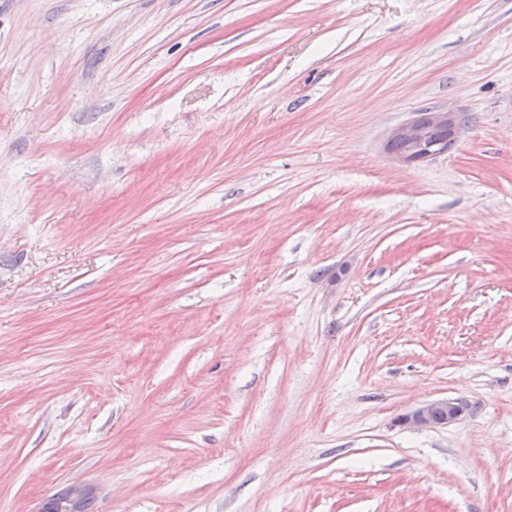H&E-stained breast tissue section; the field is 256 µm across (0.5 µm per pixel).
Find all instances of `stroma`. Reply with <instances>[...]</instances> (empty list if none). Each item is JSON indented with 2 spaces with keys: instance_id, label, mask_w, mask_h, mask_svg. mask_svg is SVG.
Returning a JSON list of instances; mask_svg holds the SVG:
<instances>
[{
  "instance_id": "stroma-1",
  "label": "stroma",
  "mask_w": 512,
  "mask_h": 512,
  "mask_svg": "<svg viewBox=\"0 0 512 512\" xmlns=\"http://www.w3.org/2000/svg\"><path fill=\"white\" fill-rule=\"evenodd\" d=\"M72 482L512 512V0H0V512ZM428 116V113H422L416 122L429 131L434 142H441L442 148L448 149L452 145L448 128L434 125L433 118ZM427 130L417 127L412 123L403 127L395 134L408 138L414 145L411 154L404 156L406 160L412 161L433 157L445 151L440 148L438 143L430 140ZM466 410V405L458 399H441L423 403L403 415L402 425L423 427L455 423Z\"/></svg>"
}]
</instances>
